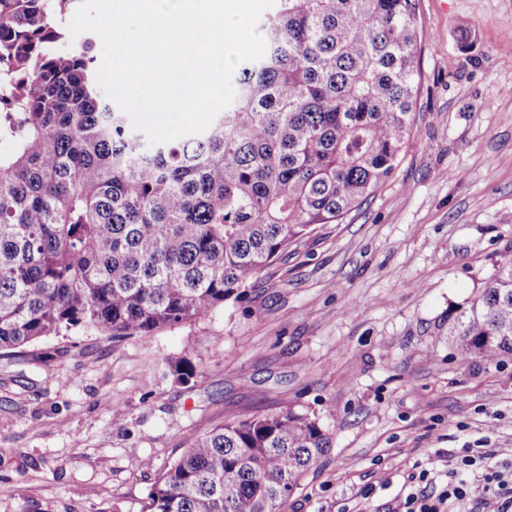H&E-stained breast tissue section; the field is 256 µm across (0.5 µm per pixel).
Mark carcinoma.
<instances>
[{
  "label": "carcinoma",
  "mask_w": 512,
  "mask_h": 512,
  "mask_svg": "<svg viewBox=\"0 0 512 512\" xmlns=\"http://www.w3.org/2000/svg\"><path fill=\"white\" fill-rule=\"evenodd\" d=\"M71 0H0V356L75 328L120 342L239 300L394 169L417 93V0H275L266 52L202 133L150 145L94 81ZM463 359L512 354V259L462 310ZM171 379L198 375L167 363ZM332 448L316 417L244 416L197 438L142 512H276Z\"/></svg>",
  "instance_id": "obj_1"
}]
</instances>
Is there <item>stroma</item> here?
<instances>
[{"label":"stroma","mask_w":512,"mask_h":512,"mask_svg":"<svg viewBox=\"0 0 512 512\" xmlns=\"http://www.w3.org/2000/svg\"><path fill=\"white\" fill-rule=\"evenodd\" d=\"M418 30L397 167L292 246L275 287L148 336L77 328L0 357V512H141L198 436L286 409L333 446L285 512H396L461 448L512 463V356L463 360L448 336L512 258V0H418ZM179 357L201 366L186 386L166 375Z\"/></svg>","instance_id":"obj_1"}]
</instances>
